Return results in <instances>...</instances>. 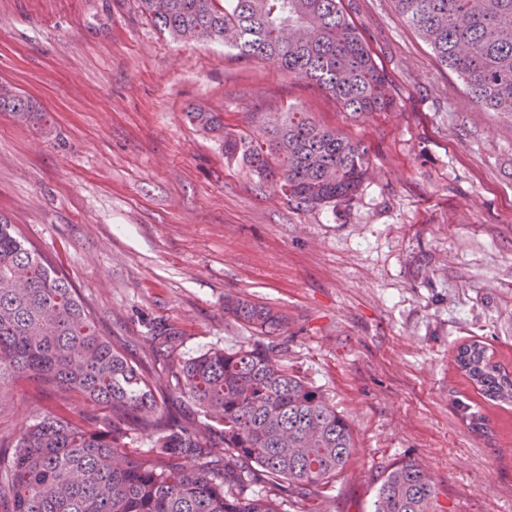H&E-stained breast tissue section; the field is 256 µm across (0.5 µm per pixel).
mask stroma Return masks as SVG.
I'll list each match as a JSON object with an SVG mask.
<instances>
[{"label":"stroma","instance_id":"obj_1","mask_svg":"<svg viewBox=\"0 0 512 512\" xmlns=\"http://www.w3.org/2000/svg\"><path fill=\"white\" fill-rule=\"evenodd\" d=\"M392 88L351 118L315 84L223 43L176 41L135 0H0V84L50 134L0 112V215L62 271L188 428L177 362L254 343L225 294L281 310L282 359L348 421L336 512H371L386 467L414 460L447 512H512V403L485 401L455 355L473 340L512 370V121L482 111L392 0H342ZM296 105L362 142L350 201L295 209L190 124ZM488 420L474 433L459 411ZM82 421L25 379L0 382V446L36 412Z\"/></svg>","mask_w":512,"mask_h":512}]
</instances>
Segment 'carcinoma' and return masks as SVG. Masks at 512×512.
I'll return each instance as SVG.
<instances>
[{
	"label": "carcinoma",
	"instance_id": "carcinoma-1",
	"mask_svg": "<svg viewBox=\"0 0 512 512\" xmlns=\"http://www.w3.org/2000/svg\"><path fill=\"white\" fill-rule=\"evenodd\" d=\"M394 3L484 111L512 120V0ZM138 8L173 39L225 41L310 80L353 117L393 101L341 0H138ZM0 112L48 131L36 103L2 85ZM186 117L297 209L348 201L367 174L361 143L292 106L252 113V134L224 130L222 112ZM224 313L268 341L178 364L177 384L205 419L189 429L124 346L99 333L77 289L0 216V382L24 378L96 412L90 425L38 416L0 452V512H280L285 502L292 512H336L352 427L319 387L280 363L273 339L288 327L283 312L228 294ZM455 360L485 399L512 403V372L485 344L460 346ZM139 434L152 438L145 453L132 450ZM373 512L447 510L426 469L402 460L385 469Z\"/></svg>",
	"mask_w": 512,
	"mask_h": 512
}]
</instances>
